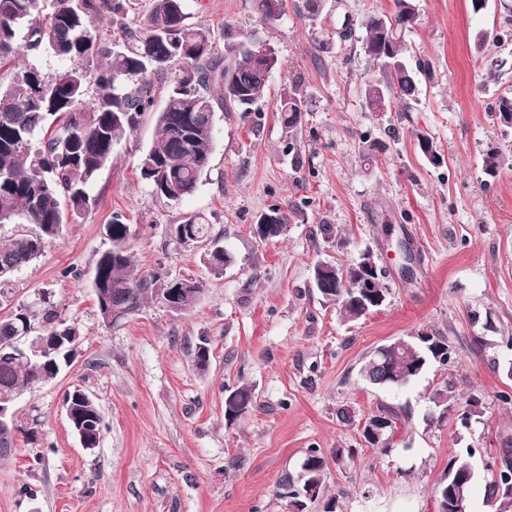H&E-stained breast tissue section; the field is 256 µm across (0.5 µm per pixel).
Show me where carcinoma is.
I'll return each mask as SVG.
<instances>
[{"mask_svg": "<svg viewBox=\"0 0 512 512\" xmlns=\"http://www.w3.org/2000/svg\"><path fill=\"white\" fill-rule=\"evenodd\" d=\"M389 11L364 21L365 53L379 62L387 81L369 80L364 96L374 112L390 110L394 100H413L418 93L417 74H430L426 65L412 68L407 60L406 37L419 24L416 0H392ZM130 0H0V224H34L38 232L20 233L0 241V307L8 298L14 274L41 257L49 242L65 226L96 204L92 185L112 159L118 142L131 135L141 117L154 114L158 135L140 162L142 178L154 195L178 203L196 190L210 166L215 139V112L259 115L270 79L281 68L277 56L264 63L252 51L258 36L253 31L224 24V51H219L214 30L187 23L185 0H152L148 15L131 25L126 22ZM112 17L117 32L112 42L97 31L95 22ZM47 53L59 62L48 71L32 61ZM178 68L183 77L172 85L160 106H155L152 76ZM494 111L500 123L512 126V95H502ZM288 134V151H301L297 138L306 104L300 85L284 89L278 106ZM416 145L433 166L444 162L434 140L416 134ZM110 247L98 258L92 287L100 316L107 325L138 311L150 301L170 300L180 279L158 272L133 273L129 225L120 213L106 226ZM178 244L204 245L203 261L223 272L234 262L220 240L208 237L204 218L187 213L170 228ZM371 253L347 264L326 263L330 289L319 295L336 305L348 322L373 310L370 291L387 300L383 279L366 287L360 263ZM80 336L79 328L61 318L48 304L36 314L28 306L14 307L0 317V402L45 382L49 372L71 365L67 340L55 336ZM31 337L20 352L13 340ZM457 353L447 338L430 333L376 349L361 369L372 385L401 388L415 380L429 365L455 363ZM224 417L234 421L248 413L255 402L253 387L243 383L229 390ZM430 401L439 409L438 419L455 407L449 386L433 391ZM73 431L88 427L96 438L103 416L86 393L68 394ZM33 439L37 429L19 422L0 423V448H14L18 434ZM473 452L466 449L450 458L444 479L435 487L438 512H456V503L468 502L475 478ZM309 465L299 481L287 479L281 497L289 503L303 499L306 484L323 493L325 457L309 449ZM503 469L487 473L488 497L500 507L512 506V448L502 451Z\"/></svg>", "mask_w": 512, "mask_h": 512, "instance_id": "cac0c4a2", "label": "carcinoma"}]
</instances>
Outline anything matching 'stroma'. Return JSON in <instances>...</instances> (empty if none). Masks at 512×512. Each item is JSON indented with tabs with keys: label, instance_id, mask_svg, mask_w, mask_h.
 Listing matches in <instances>:
<instances>
[{
	"label": "stroma",
	"instance_id": "1",
	"mask_svg": "<svg viewBox=\"0 0 512 512\" xmlns=\"http://www.w3.org/2000/svg\"><path fill=\"white\" fill-rule=\"evenodd\" d=\"M422 22L408 37L410 62L430 65L411 105L371 111L368 80L382 70L363 50V21L391 0H305L261 25L257 0H186L187 21L222 32H256L282 63L261 117L216 116L210 166L179 203L154 196L140 161L156 136L145 115L116 144L92 188L96 207L66 225L44 254L12 278V304L49 300L77 324L82 344L70 367L26 391L19 420L37 425V441L18 437L0 465V512H286L279 495L299 475L309 449L328 463L325 497L337 512H437L434 489L448 460L471 448L476 476L468 512H499L489 502L485 459L512 448V127L494 105L512 92V41L497 43L512 0H417ZM354 21L341 41L336 24ZM489 47L478 53L476 34ZM301 78L308 102L301 152L286 150L277 113L285 84ZM439 146L435 167L420 154L416 132ZM375 146L362 158L363 143ZM495 150L504 164L483 170ZM288 210L284 233L262 240L260 215ZM130 226L136 273L190 275L205 294L190 313L152 305L105 325L91 287L105 227L113 213ZM202 215L235 262L211 274L195 246L176 244L171 225ZM329 224L332 235L318 227ZM372 252L390 290L377 313L344 321L313 286L318 261L347 263ZM429 331L447 337L453 366L432 365L409 385L381 389L360 369L379 346ZM210 344L199 370L193 350ZM252 385L256 402L236 421L224 417L227 388ZM451 386L458 402L477 405L470 427L456 413L428 424L431 393ZM82 389L104 419L98 447L84 448L65 412ZM400 416L389 449L367 445L364 423L379 406ZM338 448L352 458L332 459ZM34 494L21 496L20 486Z\"/></svg>",
	"mask_w": 512,
	"mask_h": 512
}]
</instances>
